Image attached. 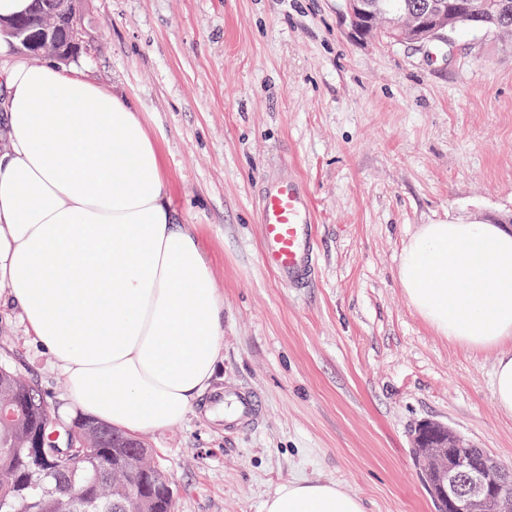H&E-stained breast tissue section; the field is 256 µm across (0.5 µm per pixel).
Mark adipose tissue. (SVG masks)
Here are the masks:
<instances>
[{
	"mask_svg": "<svg viewBox=\"0 0 512 512\" xmlns=\"http://www.w3.org/2000/svg\"><path fill=\"white\" fill-rule=\"evenodd\" d=\"M0 87V284L56 360L68 409L129 435L182 422L216 381L224 298L205 246L178 223L159 149L126 97L77 69L7 57ZM398 280L464 348L512 340V232L424 224ZM263 512H365L321 480L287 482Z\"/></svg>",
	"mask_w": 512,
	"mask_h": 512,
	"instance_id": "obj_1",
	"label": "adipose tissue"
}]
</instances>
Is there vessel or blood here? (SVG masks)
Instances as JSON below:
<instances>
[{
  "label": "vessel or blood",
  "mask_w": 512,
  "mask_h": 512,
  "mask_svg": "<svg viewBox=\"0 0 512 512\" xmlns=\"http://www.w3.org/2000/svg\"><path fill=\"white\" fill-rule=\"evenodd\" d=\"M261 210V261L288 287H307L316 275L320 239L312 206L297 181L285 179L263 188ZM236 421L240 430L253 428L261 417L254 395L239 393Z\"/></svg>",
  "instance_id": "vessel-or-blood-1"
}]
</instances>
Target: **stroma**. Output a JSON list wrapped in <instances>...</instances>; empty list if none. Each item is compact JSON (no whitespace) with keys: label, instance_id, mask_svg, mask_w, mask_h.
<instances>
[{"label":"stroma","instance_id":"obj_1","mask_svg":"<svg viewBox=\"0 0 512 512\" xmlns=\"http://www.w3.org/2000/svg\"><path fill=\"white\" fill-rule=\"evenodd\" d=\"M80 24L92 50L73 67L135 103L208 253L224 405L248 390L263 408L242 433L196 411L142 435L174 512H263L292 480L335 482L366 512H435L410 451L426 422L512 465V415L493 399L512 342H451L397 275L420 225L512 228V37L398 44L354 30L346 0H82ZM288 177L322 243L301 291L260 255L261 186ZM1 365L74 422L53 357L2 302Z\"/></svg>","mask_w":512,"mask_h":512}]
</instances>
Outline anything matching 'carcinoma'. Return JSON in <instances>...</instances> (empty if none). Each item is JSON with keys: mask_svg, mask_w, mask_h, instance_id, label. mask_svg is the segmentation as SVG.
I'll list each match as a JSON object with an SVG mask.
<instances>
[{"mask_svg": "<svg viewBox=\"0 0 512 512\" xmlns=\"http://www.w3.org/2000/svg\"><path fill=\"white\" fill-rule=\"evenodd\" d=\"M425 0H375L379 20L393 26L410 21ZM455 4L453 29L472 28L499 33L512 31V0H482L479 17L471 12L472 0ZM50 0H33L23 18L30 30L39 28ZM79 28L76 16L58 19L59 48L77 56L83 47L69 39ZM14 414L0 419V512H174L171 483L149 449L131 436L85 418L69 427L76 441L71 458L54 448L36 447V439L52 426V415L38 387L15 371L0 367V408ZM136 457L140 471L130 476L123 462Z\"/></svg>", "mask_w": 512, "mask_h": 512, "instance_id": "cac0c4a2", "label": "carcinoma"}]
</instances>
